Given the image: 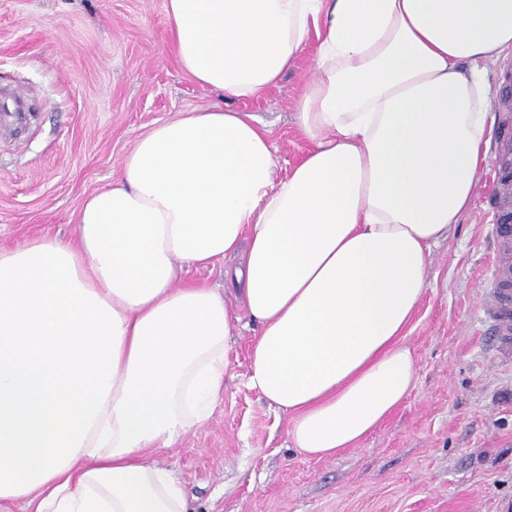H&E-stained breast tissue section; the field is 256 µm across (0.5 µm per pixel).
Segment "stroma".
<instances>
[{
    "label": "stroma",
    "mask_w": 512,
    "mask_h": 512,
    "mask_svg": "<svg viewBox=\"0 0 512 512\" xmlns=\"http://www.w3.org/2000/svg\"><path fill=\"white\" fill-rule=\"evenodd\" d=\"M314 51L307 42L277 87L238 101L182 70L165 0H0V94L30 106L20 135L0 134V247L73 237L84 200L140 137L216 104L269 130L286 175L311 147L295 104ZM490 191L483 178L433 253L406 330L413 390L353 447L319 459L292 448L288 416L247 386L259 326L243 318L210 420L151 455L184 484L191 512H512V361L476 315Z\"/></svg>",
    "instance_id": "1"
}]
</instances>
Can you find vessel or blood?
Returning a JSON list of instances; mask_svg holds the SVG:
<instances>
[{
    "label": "vessel or blood",
    "mask_w": 512,
    "mask_h": 512,
    "mask_svg": "<svg viewBox=\"0 0 512 512\" xmlns=\"http://www.w3.org/2000/svg\"><path fill=\"white\" fill-rule=\"evenodd\" d=\"M495 192L487 205L494 217L487 225L492 259L482 275L480 319L491 327L499 351L512 357V130L502 129L491 153Z\"/></svg>",
    "instance_id": "obj_1"
}]
</instances>
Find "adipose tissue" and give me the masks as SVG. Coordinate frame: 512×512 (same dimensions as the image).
Wrapping results in <instances>:
<instances>
[{
    "label": "adipose tissue",
    "instance_id": "ef3b65f1",
    "mask_svg": "<svg viewBox=\"0 0 512 512\" xmlns=\"http://www.w3.org/2000/svg\"><path fill=\"white\" fill-rule=\"evenodd\" d=\"M182 69L257 98L315 37L297 100L312 147L276 174L268 130L214 106L141 137L74 239L0 248V512H189L149 461L205 423L239 318L184 267L224 272L260 326L248 384L332 455L417 377L406 328L433 249L490 159L484 67L512 0H166ZM248 248H241V241Z\"/></svg>",
    "mask_w": 512,
    "mask_h": 512
}]
</instances>
